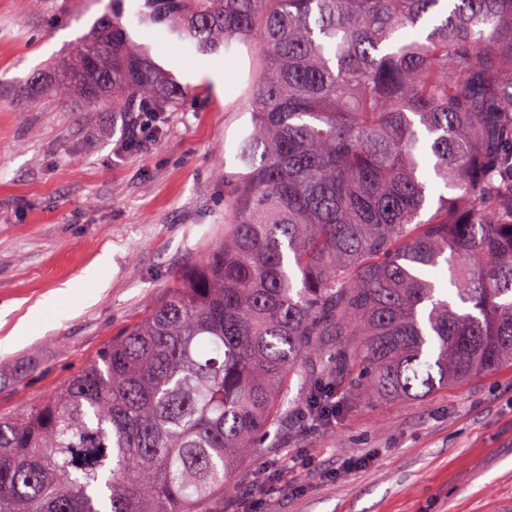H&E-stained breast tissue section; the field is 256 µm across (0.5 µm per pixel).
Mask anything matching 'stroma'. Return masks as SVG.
I'll return each instance as SVG.
<instances>
[{"instance_id":"obj_1","label":"stroma","mask_w":512,"mask_h":512,"mask_svg":"<svg viewBox=\"0 0 512 512\" xmlns=\"http://www.w3.org/2000/svg\"><path fill=\"white\" fill-rule=\"evenodd\" d=\"M111 11L0 0V339L30 326L0 351L2 418L64 388L224 234V176L251 123L249 53L229 64L134 30L186 95L155 140L124 152L111 113L32 84ZM339 399L331 424L271 428L227 512H512V365L421 401Z\"/></svg>"}]
</instances>
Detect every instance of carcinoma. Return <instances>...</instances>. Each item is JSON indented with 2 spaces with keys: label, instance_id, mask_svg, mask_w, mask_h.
Masks as SVG:
<instances>
[{
  "label": "carcinoma",
  "instance_id": "1",
  "mask_svg": "<svg viewBox=\"0 0 512 512\" xmlns=\"http://www.w3.org/2000/svg\"><path fill=\"white\" fill-rule=\"evenodd\" d=\"M259 65L224 240L62 390L0 420V512H224L294 414L512 365V0H143ZM52 89L124 122L184 87L112 3ZM444 265L448 287L426 272Z\"/></svg>",
  "mask_w": 512,
  "mask_h": 512
}]
</instances>
